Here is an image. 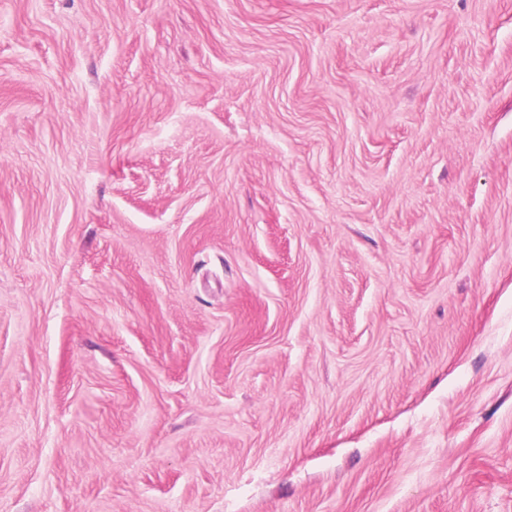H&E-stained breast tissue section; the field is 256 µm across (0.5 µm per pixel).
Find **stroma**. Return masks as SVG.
<instances>
[{"label": "stroma", "mask_w": 512, "mask_h": 512, "mask_svg": "<svg viewBox=\"0 0 512 512\" xmlns=\"http://www.w3.org/2000/svg\"><path fill=\"white\" fill-rule=\"evenodd\" d=\"M0 512H512V0H0Z\"/></svg>", "instance_id": "35a3bbf8"}]
</instances>
